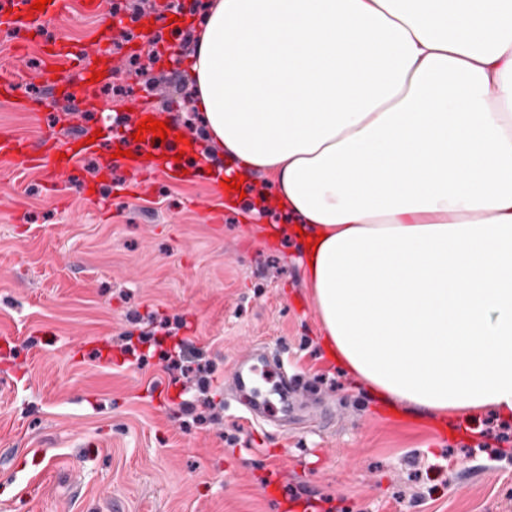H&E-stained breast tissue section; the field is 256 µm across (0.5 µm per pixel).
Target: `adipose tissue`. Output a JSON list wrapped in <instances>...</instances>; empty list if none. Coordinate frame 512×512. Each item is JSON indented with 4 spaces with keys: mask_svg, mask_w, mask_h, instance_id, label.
Wrapping results in <instances>:
<instances>
[{
    "mask_svg": "<svg viewBox=\"0 0 512 512\" xmlns=\"http://www.w3.org/2000/svg\"><path fill=\"white\" fill-rule=\"evenodd\" d=\"M208 139L269 175L330 357L382 403L512 418V0H210Z\"/></svg>",
    "mask_w": 512,
    "mask_h": 512,
    "instance_id": "adipose-tissue-1",
    "label": "adipose tissue"
}]
</instances>
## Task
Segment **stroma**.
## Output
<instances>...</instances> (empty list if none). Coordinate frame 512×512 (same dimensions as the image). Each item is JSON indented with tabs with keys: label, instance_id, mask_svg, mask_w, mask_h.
<instances>
[{
	"label": "stroma",
	"instance_id": "1",
	"mask_svg": "<svg viewBox=\"0 0 512 512\" xmlns=\"http://www.w3.org/2000/svg\"><path fill=\"white\" fill-rule=\"evenodd\" d=\"M15 41L0 25V84L36 105L0 102V129L35 142L70 102ZM111 167L103 208L0 164V512H302L294 494L345 512H512V452L369 397L329 360L299 240L273 237L255 194L188 174L130 194ZM145 333L139 368L120 339ZM170 333L206 350L216 420L196 421L190 377L167 370ZM251 353L299 371L277 426L225 386Z\"/></svg>",
	"mask_w": 512,
	"mask_h": 512
}]
</instances>
